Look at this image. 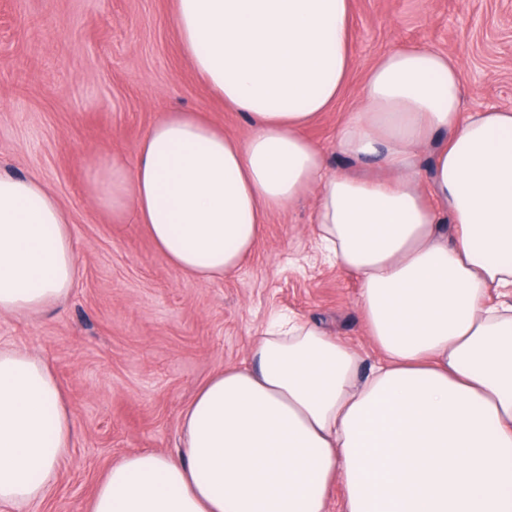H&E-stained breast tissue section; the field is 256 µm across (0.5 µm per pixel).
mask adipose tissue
I'll list each match as a JSON object with an SVG mask.
<instances>
[{"label": "adipose tissue", "mask_w": 512, "mask_h": 512, "mask_svg": "<svg viewBox=\"0 0 512 512\" xmlns=\"http://www.w3.org/2000/svg\"><path fill=\"white\" fill-rule=\"evenodd\" d=\"M350 8L175 0L183 54L249 132L167 113L134 163L99 161L90 193L201 282L237 269L270 214L314 196L312 233L358 277L377 359L273 317L243 365L200 386L177 455H124L90 512H329L337 485L343 512H512V109L462 113L458 61L404 47L368 68L337 126L356 172L329 170L304 130L345 87ZM76 275L53 193L0 175V314L53 305ZM73 440L49 366L0 348V503L42 497Z\"/></svg>", "instance_id": "adipose-tissue-1"}]
</instances>
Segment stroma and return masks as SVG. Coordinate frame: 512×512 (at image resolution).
I'll list each match as a JSON object with an SVG mask.
<instances>
[{
	"label": "stroma",
	"mask_w": 512,
	"mask_h": 512,
	"mask_svg": "<svg viewBox=\"0 0 512 512\" xmlns=\"http://www.w3.org/2000/svg\"><path fill=\"white\" fill-rule=\"evenodd\" d=\"M175 0H0V175L36 178L70 217L78 278L34 315H0V346L47 362L68 400L74 445L23 510L88 512L107 469L141 449L176 454L180 416L212 374L241 364L272 314L321 325L375 351L357 278L329 264L310 232L312 203L270 215L240 267L201 283L173 266L142 225L114 222L87 174L101 156L135 158L167 112H202L248 132L182 56ZM353 62L334 111L308 130L330 169L345 167L336 126L361 99L367 67L406 46L460 63L462 108H512V0H352Z\"/></svg>",
	"instance_id": "stroma-1"
}]
</instances>
